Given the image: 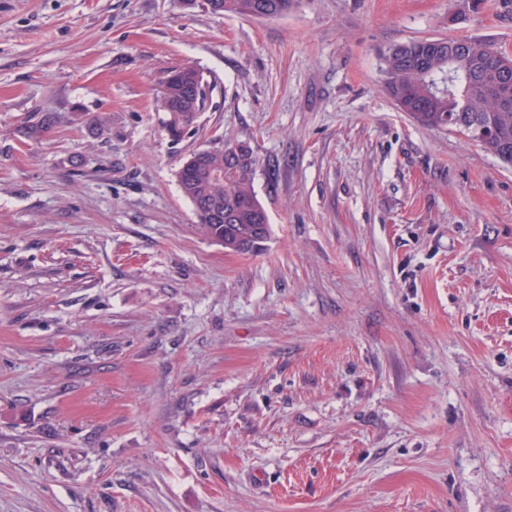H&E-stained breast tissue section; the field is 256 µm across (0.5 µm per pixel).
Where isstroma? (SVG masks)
Here are the masks:
<instances>
[{"instance_id": "1", "label": "stroma", "mask_w": 512, "mask_h": 512, "mask_svg": "<svg viewBox=\"0 0 512 512\" xmlns=\"http://www.w3.org/2000/svg\"><path fill=\"white\" fill-rule=\"evenodd\" d=\"M443 37L512 52V14L0 0V512H512V165L383 84ZM221 135L259 160L248 254L178 186ZM223 9L219 13L254 17L256 12L266 14L265 18L282 16L288 13L293 0H218ZM216 13V14H219ZM196 78L203 79L201 74L193 67L183 66L170 70L164 79V83H167V86H164L163 95L168 92V89L170 94L163 98L161 107L165 111L168 108H174L169 109V119L166 122V129L173 139L181 138L186 128L194 121L195 111L187 110L184 112L182 108L175 107H177L181 101L180 93L187 85L193 84ZM171 112H174L173 121L170 120ZM173 124H176L179 128L174 127Z\"/></svg>"}]
</instances>
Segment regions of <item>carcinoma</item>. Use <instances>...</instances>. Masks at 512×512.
Wrapping results in <instances>:
<instances>
[{
	"instance_id": "obj_1",
	"label": "carcinoma",
	"mask_w": 512,
	"mask_h": 512,
	"mask_svg": "<svg viewBox=\"0 0 512 512\" xmlns=\"http://www.w3.org/2000/svg\"><path fill=\"white\" fill-rule=\"evenodd\" d=\"M224 14L253 16L256 12L266 17L288 13L293 0H220ZM425 44L421 40L398 45L385 58V89L398 109L408 112L420 124L436 128L460 129L456 123L458 112L448 107V92L464 97L467 118L491 126L485 137L478 139L491 153L506 165H512V101L501 102L484 87L483 70L489 65L488 41L466 38L467 51L456 66V84L452 90H442L448 84V43ZM201 74L191 66L170 70L164 82L170 91L161 102L163 109L175 108L181 101L180 93L194 83ZM195 118V112L174 113L166 122V129L174 139L183 136ZM230 144L219 141L212 146L194 151L177 173L180 190L193 205L198 218L197 229L206 239L224 246V250L245 254L252 226L269 224L265 208L257 199L254 179L257 156L247 144H241L240 153H228ZM226 212L228 221L236 225L240 242L229 248L224 242V220L214 222L212 213Z\"/></svg>"
}]
</instances>
